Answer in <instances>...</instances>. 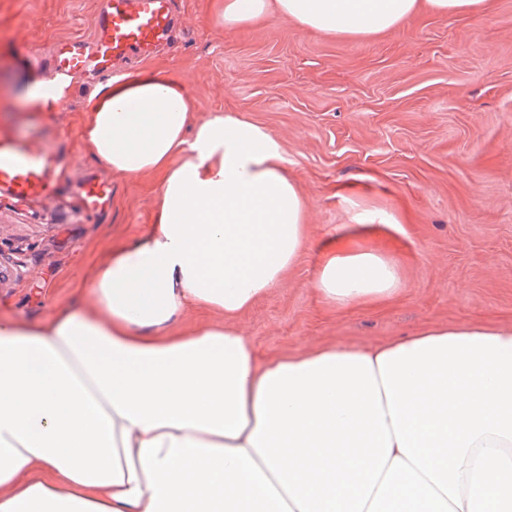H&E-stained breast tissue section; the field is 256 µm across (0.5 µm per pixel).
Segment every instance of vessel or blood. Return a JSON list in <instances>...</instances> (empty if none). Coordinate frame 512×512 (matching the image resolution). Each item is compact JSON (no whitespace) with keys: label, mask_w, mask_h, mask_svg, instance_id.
Listing matches in <instances>:
<instances>
[{"label":"vessel or blood","mask_w":512,"mask_h":512,"mask_svg":"<svg viewBox=\"0 0 512 512\" xmlns=\"http://www.w3.org/2000/svg\"><path fill=\"white\" fill-rule=\"evenodd\" d=\"M173 21V0H102L91 37L57 41L50 75L112 76L120 63L148 58L167 38ZM61 137L56 129L24 138L0 137V196L33 203L51 199L62 173L55 147ZM109 197V183L88 179L78 190L77 203L90 212Z\"/></svg>","instance_id":"vessel-or-blood-1"}]
</instances>
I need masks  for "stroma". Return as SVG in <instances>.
Instances as JSON below:
<instances>
[{
	"instance_id": "1",
	"label": "stroma",
	"mask_w": 512,
	"mask_h": 512,
	"mask_svg": "<svg viewBox=\"0 0 512 512\" xmlns=\"http://www.w3.org/2000/svg\"><path fill=\"white\" fill-rule=\"evenodd\" d=\"M216 0H178L182 25L158 56L185 86L195 121L230 112L263 126L305 201L307 244L284 280L234 327L264 357L325 345L364 346L429 322L512 324V0L480 18L414 14L402 29L328 37L280 19L227 28ZM97 0H0V133L63 126L67 180L36 207L0 202V318L39 323L79 294L108 246L143 236L158 178L115 175L78 137L87 101L38 111L33 59L51 41L87 36ZM89 176L112 185L109 205L81 212ZM385 215L369 246L397 260L401 290L375 308H339L314 289L317 248L357 212Z\"/></svg>"
}]
</instances>
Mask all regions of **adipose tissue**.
Masks as SVG:
<instances>
[{"mask_svg": "<svg viewBox=\"0 0 512 512\" xmlns=\"http://www.w3.org/2000/svg\"><path fill=\"white\" fill-rule=\"evenodd\" d=\"M423 8L488 0H223L218 15L372 36ZM82 137L117 175L156 174L158 202L137 243L92 264L88 300L0 320V512H512V325L261 359L232 321L306 242L279 142L230 113L194 122L158 71L111 78ZM373 221L320 247L314 286L337 307L400 291L398 262L361 242ZM206 310L223 323L172 332Z\"/></svg>", "mask_w": 512, "mask_h": 512, "instance_id": "obj_1", "label": "adipose tissue"}]
</instances>
